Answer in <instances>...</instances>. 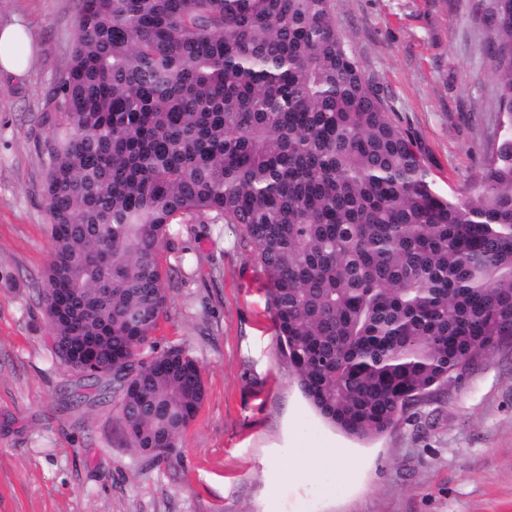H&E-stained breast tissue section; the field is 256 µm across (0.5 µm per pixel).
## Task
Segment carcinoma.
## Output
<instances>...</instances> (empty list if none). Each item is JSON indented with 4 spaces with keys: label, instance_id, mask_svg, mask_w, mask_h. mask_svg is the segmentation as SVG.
Returning a JSON list of instances; mask_svg holds the SVG:
<instances>
[{
    "label": "carcinoma",
    "instance_id": "carcinoma-1",
    "mask_svg": "<svg viewBox=\"0 0 512 512\" xmlns=\"http://www.w3.org/2000/svg\"><path fill=\"white\" fill-rule=\"evenodd\" d=\"M334 0H76L43 120L42 309L78 388L120 395L154 460L201 408L198 363L144 356L171 224H234L308 401L359 439L512 336V0H492L508 114L473 193L443 197L333 18Z\"/></svg>",
    "mask_w": 512,
    "mask_h": 512
}]
</instances>
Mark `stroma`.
<instances>
[{
	"mask_svg": "<svg viewBox=\"0 0 512 512\" xmlns=\"http://www.w3.org/2000/svg\"><path fill=\"white\" fill-rule=\"evenodd\" d=\"M491 0H336L334 20L435 190L464 196L506 120ZM36 43L0 73V512H512V340L368 439L308 403L276 338L260 266L232 224H174L176 279L155 333L200 365L206 399L167 460L129 448L116 395L73 401L41 314L51 261L44 103L74 42L75 0H0Z\"/></svg>",
	"mask_w": 512,
	"mask_h": 512,
	"instance_id": "1",
	"label": "stroma"
}]
</instances>
